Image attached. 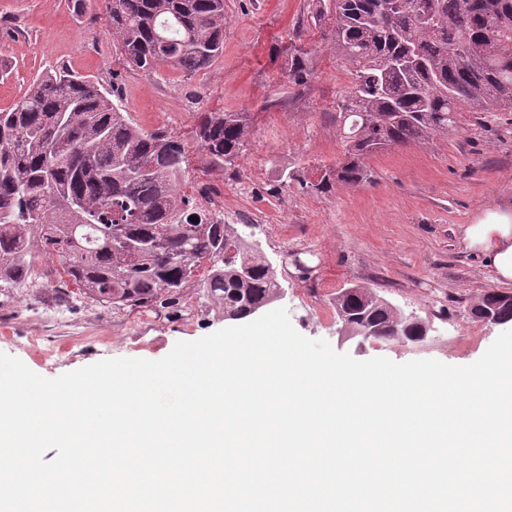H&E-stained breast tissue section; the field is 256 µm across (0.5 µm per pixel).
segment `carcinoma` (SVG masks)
<instances>
[{"instance_id":"1","label":"carcinoma","mask_w":512,"mask_h":512,"mask_svg":"<svg viewBox=\"0 0 512 512\" xmlns=\"http://www.w3.org/2000/svg\"><path fill=\"white\" fill-rule=\"evenodd\" d=\"M383 2L333 0L331 45L352 76L336 113L345 149L305 182L311 191L368 180L367 158L446 134L460 112H512V0H418L424 23ZM108 9L113 41L145 72L169 64L194 74L223 50L224 0H109ZM288 56L303 83L307 52L294 45ZM250 127L248 112H204L193 141L225 171ZM187 152L175 133L134 126L93 81L61 70L37 77L0 111V291L67 279L101 305L168 309L196 289L233 321L281 299L260 252L179 192ZM37 250L58 267L37 270ZM335 306L356 333L397 327L395 340L412 341L427 327L365 288L343 289ZM486 310L512 322V293L492 290L471 307L478 319Z\"/></svg>"}]
</instances>
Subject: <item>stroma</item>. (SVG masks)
<instances>
[{
  "label": "stroma",
  "mask_w": 512,
  "mask_h": 512,
  "mask_svg": "<svg viewBox=\"0 0 512 512\" xmlns=\"http://www.w3.org/2000/svg\"><path fill=\"white\" fill-rule=\"evenodd\" d=\"M311 11L312 0H224L223 52L188 75L167 64L149 73L130 67L112 40L107 0H0V110L48 68L94 80L139 128H164L188 141V183H209L225 207L258 215L245 236L275 268L285 290L279 304L299 333L358 360L473 363L502 328L476 321L471 305L501 286L465 252L458 231L484 210L512 205V112L459 113L448 134L370 157L368 181L326 194L301 188L344 152L334 115L352 82ZM295 40L308 52L302 85L288 77ZM204 112L250 113L234 171H209L192 144ZM354 285L426 321V340L389 344L342 333L333 300ZM70 293L58 320L48 317L59 298L53 289L0 302V352L54 378L104 359L158 360L176 342L226 326L194 292L181 307L161 311L106 307L75 287ZM12 336L44 337L56 356L18 349ZM112 336L125 344H109Z\"/></svg>",
  "instance_id": "35a3bbf8"
}]
</instances>
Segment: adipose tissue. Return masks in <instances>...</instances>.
I'll return each mask as SVG.
<instances>
[{
	"label": "adipose tissue",
	"mask_w": 512,
	"mask_h": 512,
	"mask_svg": "<svg viewBox=\"0 0 512 512\" xmlns=\"http://www.w3.org/2000/svg\"><path fill=\"white\" fill-rule=\"evenodd\" d=\"M460 242L497 280L512 281V209L485 210L474 223L462 226Z\"/></svg>",
	"instance_id": "obj_1"
}]
</instances>
